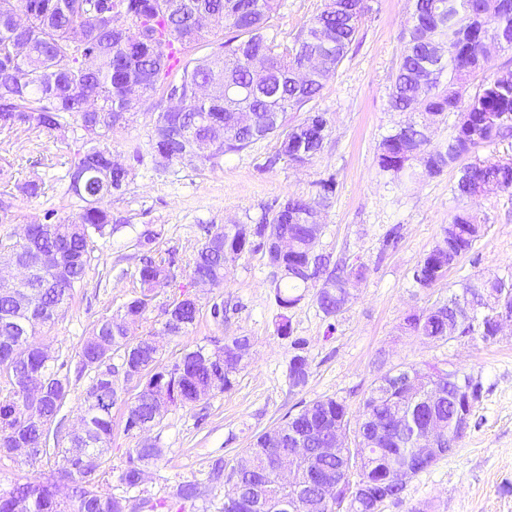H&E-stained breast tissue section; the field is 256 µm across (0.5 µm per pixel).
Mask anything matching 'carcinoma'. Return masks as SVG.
Here are the masks:
<instances>
[{"mask_svg": "<svg viewBox=\"0 0 512 512\" xmlns=\"http://www.w3.org/2000/svg\"><path fill=\"white\" fill-rule=\"evenodd\" d=\"M30 9L25 31H17L13 17L21 7ZM284 0H0V132L21 127L36 129L60 140L68 151L70 180L68 192L80 202L79 212L70 220L34 224L27 241L20 246L0 242L1 265H29L46 253L62 255L61 268H47L41 279L17 288L0 287V336H11L14 321L24 315L15 295L26 291L32 299L31 317L25 336L35 348L22 357L12 356L0 344V443H28L39 452L28 461H54V468L42 482L0 488V512H15L18 503L25 512H171L166 499L142 498L134 503L125 497L104 496L98 483L112 472L105 466L112 439V408L119 399L107 361L122 353V369L137 376L141 384L155 377L156 394L186 406L212 391H228L241 363L234 352L251 342L247 335L224 337V371L215 378L217 367L208 362L210 348L196 344L180 352L169 364L147 336H135L132 329L146 321L154 297L153 285L171 275V262L152 256L143 258L138 270L140 291L120 310L93 325L80 350L82 366L94 371L81 410L86 426L88 458L68 465L63 442L50 441L43 426L60 414L70 392L69 378L61 374L66 366L58 356L36 348L35 336L49 331L66 311L76 288L89 269L95 243L112 234V214L99 202L121 190L130 171L114 168L109 143L112 129L133 121L137 109L129 106L126 93L139 84L146 96H168L176 91L184 98L177 110L157 113L152 130V148L162 167L175 163L210 162L241 152L253 143L278 136L277 155L295 165L309 163L323 148L327 131L315 127L295 132L287 127V113L298 112L315 101L324 82L343 62L357 41L362 19L370 11L368 0H343L342 7L329 0L304 23L292 43L277 40L273 19ZM201 13L222 16L224 42L212 52L194 57L179 69L175 54L204 46V28L197 23ZM408 43L389 88V106L394 112L412 115L377 148V165L383 173L411 177H434L445 169L457 171L456 189L461 198L488 196L512 189V162L482 160L479 149L512 137V72L494 69L499 48L495 36L512 40V0H416L405 25ZM28 46L23 62L14 57L18 42ZM324 67L307 81L296 72L313 54ZM265 64L271 88L250 102V121L240 124L239 106L225 98L201 100L194 90L203 83L220 88L232 84L243 91L252 83L255 63ZM481 77L475 93L469 81ZM456 114L448 144L429 149L428 125L444 122ZM82 134L68 138L71 123ZM235 130L231 138L224 131ZM210 144L206 154L198 146ZM323 225L320 206L290 197L272 214L264 213L255 224H215L192 259L191 275L219 284L227 277L225 250L242 253L252 240L288 235V253L267 255L280 273L274 283L276 305L286 311L303 299L300 290L323 274L324 258L308 257V239ZM445 246L430 250L413 271L415 287L431 289L442 280L448 265L471 251L484 234V225L463 208L442 227ZM366 267L340 266L328 273L316 293V303L327 316L347 310L352 297L345 285L364 277ZM481 288H497L512 304V274L477 278L461 285V292L439 301L431 308L407 316L401 331L435 341L448 340V328L462 336H476L488 343L490 334L484 309L470 304L471 294ZM167 306L175 310L179 325L161 329L173 337L190 335L196 328L201 305L188 298H176ZM21 375L40 391L34 402L23 399L14 385ZM310 376L306 357L292 356L288 377L294 387H303ZM417 381L416 400L406 394V382ZM472 376L461 371L454 378L435 365L400 363L382 374L351 418L348 407L324 397L306 404L275 429L285 435H305L309 447L320 448L336 425L343 447L335 456H312L298 463L300 475L307 468L338 478L335 508L320 504L316 490L302 495L278 483L268 457L266 433L259 434L240 459L247 468L265 473L267 507L258 506L250 495L246 474L236 476L234 463L220 458L210 470L215 482L224 481L232 492L224 497V512H381L388 499H401L408 482L428 469L431 461L415 457L414 437L423 435L429 421L444 424L446 454L456 447L457 397L470 387ZM153 399L142 392L128 407V414L140 422L153 421ZM404 415L412 426L406 433L392 428L394 418ZM165 450L156 446L134 448L127 455L119 480L129 488L140 484V469L157 463ZM204 496L197 483L179 485L173 497L180 503H194Z\"/></svg>", "mask_w": 512, "mask_h": 512, "instance_id": "carcinoma-1", "label": "carcinoma"}]
</instances>
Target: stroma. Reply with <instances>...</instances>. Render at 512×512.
I'll return each instance as SVG.
<instances>
[{"label": "stroma", "instance_id": "1", "mask_svg": "<svg viewBox=\"0 0 512 512\" xmlns=\"http://www.w3.org/2000/svg\"><path fill=\"white\" fill-rule=\"evenodd\" d=\"M369 3L357 42L312 104L324 113L329 133L322 151L305 166L278 158V140L270 137L205 164L156 169L150 135L156 112L172 105L167 98H144L134 121L112 132L113 159L132 171L126 189L103 202L116 230L98 242L68 311L39 337L70 369H77L93 324L134 296L141 256L172 262L171 278L157 288L148 321L137 329L143 336L160 329L165 303L190 292L189 264L211 225L255 223L287 198L323 203L324 229L316 254L367 268L349 308L335 317L320 311L315 299L319 285L311 283L300 304L285 312L291 334L282 337L275 330L283 312L274 301V268L259 251L227 259L224 284L200 296L205 308L223 303V320L214 321L205 312L191 335L163 336L159 345L168 363L187 345L250 336L251 356L232 389L169 407L150 430L129 431L127 405L140 385L114 378L122 401L112 410L107 453L112 466L121 467L129 451L148 444L167 450L164 461L147 467L136 495L167 498L179 483L194 481L206 485L207 495L185 505L184 512H222L226 487L209 485L212 459L232 460L256 435L322 397L358 412L386 366L428 362L473 375L481 384V398L453 453L415 476L402 499L386 502L383 512L424 506L431 512H512V336L494 344L468 336L444 343L399 329L408 314L447 299L465 280L512 272V189L466 202L456 196L453 170L417 179L380 172L377 146L400 119L389 107L388 93L405 49L404 25L414 0ZM29 180L41 182L38 197L19 192ZM67 186L56 140L36 130L0 134V199L10 201L17 216L16 223L0 224V238L17 236L25 224L74 217L78 205ZM464 207L487 217L485 234L434 288H416L415 266L442 244L443 226ZM147 230L156 232V241L138 246L139 234ZM297 340L310 367L308 383L300 389L288 384Z\"/></svg>", "mask_w": 512, "mask_h": 512}]
</instances>
